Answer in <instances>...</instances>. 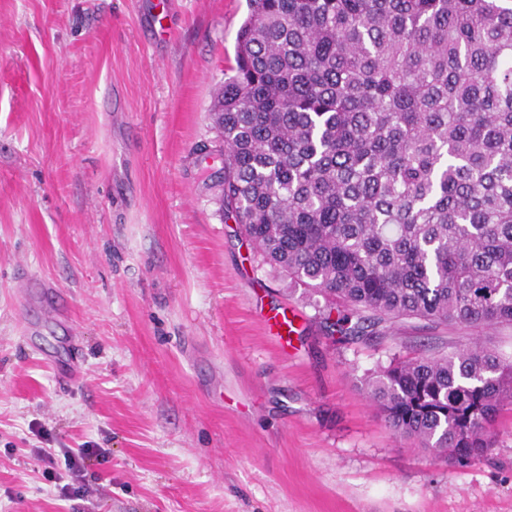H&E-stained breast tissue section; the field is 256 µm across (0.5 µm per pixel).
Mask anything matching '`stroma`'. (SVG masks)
<instances>
[{
	"label": "stroma",
	"instance_id": "1",
	"mask_svg": "<svg viewBox=\"0 0 512 512\" xmlns=\"http://www.w3.org/2000/svg\"><path fill=\"white\" fill-rule=\"evenodd\" d=\"M246 0H0V512H512V409L461 466L362 388L512 325L342 340L224 212ZM102 449L61 499L42 448Z\"/></svg>",
	"mask_w": 512,
	"mask_h": 512
}]
</instances>
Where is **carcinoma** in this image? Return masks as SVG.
I'll return each mask as SVG.
<instances>
[{
    "instance_id": "carcinoma-1",
    "label": "carcinoma",
    "mask_w": 512,
    "mask_h": 512,
    "mask_svg": "<svg viewBox=\"0 0 512 512\" xmlns=\"http://www.w3.org/2000/svg\"><path fill=\"white\" fill-rule=\"evenodd\" d=\"M213 111L224 209L324 300L331 332L512 323V0H247ZM380 417L468 464L512 362L478 343L363 380Z\"/></svg>"
}]
</instances>
